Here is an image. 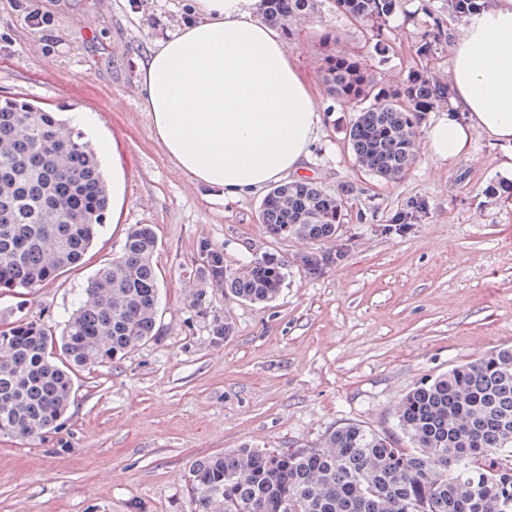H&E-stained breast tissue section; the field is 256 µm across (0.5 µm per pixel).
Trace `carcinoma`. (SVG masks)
Masks as SVG:
<instances>
[{
	"mask_svg": "<svg viewBox=\"0 0 512 512\" xmlns=\"http://www.w3.org/2000/svg\"><path fill=\"white\" fill-rule=\"evenodd\" d=\"M317 0H263V17L288 32ZM389 49L387 26L402 0H334ZM443 30L417 48L437 50ZM329 95L353 109L348 140L361 168L399 180L415 162L417 129L447 90L426 71L382 86L359 61L324 59ZM111 188L98 149L56 113L25 98L0 99V294L30 291L82 264L110 215ZM341 199L308 181L271 188L261 222L275 238L336 236ZM157 239L139 224L123 251L89 281L54 338L41 318L22 315L0 331V437L33 439L60 425L79 372L149 341L159 304L152 258ZM202 288L252 303L275 298L285 279L273 256L234 271L224 254L199 245ZM398 438L347 423L309 448H241L197 459L189 482L198 512H512V347L474 356L407 392L396 406Z\"/></svg>",
	"mask_w": 512,
	"mask_h": 512,
	"instance_id": "carcinoma-1",
	"label": "carcinoma"
}]
</instances>
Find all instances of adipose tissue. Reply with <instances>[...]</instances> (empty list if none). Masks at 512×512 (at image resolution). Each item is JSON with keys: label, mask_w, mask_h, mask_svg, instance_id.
<instances>
[{"label": "adipose tissue", "mask_w": 512, "mask_h": 512, "mask_svg": "<svg viewBox=\"0 0 512 512\" xmlns=\"http://www.w3.org/2000/svg\"><path fill=\"white\" fill-rule=\"evenodd\" d=\"M259 0H191L139 71L153 135L179 171L223 197L279 182L307 156L321 117ZM451 112L432 122L431 153L466 156L481 132L505 146L512 180V0L466 14L448 62Z\"/></svg>", "instance_id": "adipose-tissue-1"}]
</instances>
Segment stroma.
I'll list each match as a JSON object with an SVG mask.
<instances>
[{"instance_id": "obj_1", "label": "stroma", "mask_w": 512, "mask_h": 512, "mask_svg": "<svg viewBox=\"0 0 512 512\" xmlns=\"http://www.w3.org/2000/svg\"><path fill=\"white\" fill-rule=\"evenodd\" d=\"M318 2L290 24L284 44L322 115L301 176L341 194L344 209L335 238L306 242L269 236L263 192L222 201L153 137L137 70L151 42L185 19L186 0H0V96L66 119L88 115L85 133L104 166L120 162L125 187L120 214L84 264L25 295L0 296V322L22 309L60 332L88 278L120 256L136 224L155 231L160 278L154 338L83 372L54 432L0 437V512H195V459L304 448L348 423L397 433L394 410L406 392L512 346L503 147L477 133L468 156L451 163L423 144L408 175L388 182L357 165L345 135L353 114L322 76L331 39L383 83L420 67L448 81L461 17L448 0H403L382 61L332 0ZM32 10L51 25L33 28ZM436 23L445 39L433 56H418ZM203 241L230 270L267 254L284 260L276 299L254 304L211 290L189 305Z\"/></svg>"}]
</instances>
